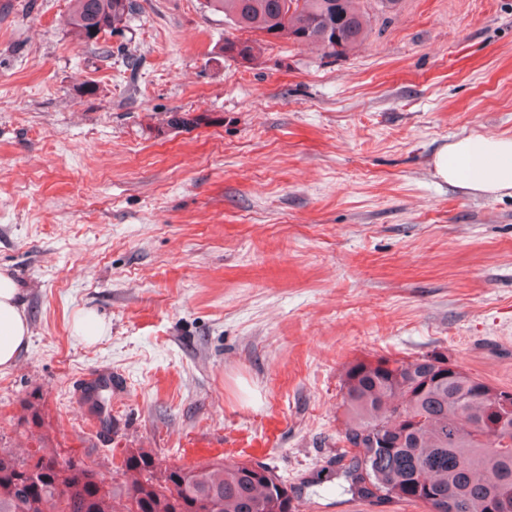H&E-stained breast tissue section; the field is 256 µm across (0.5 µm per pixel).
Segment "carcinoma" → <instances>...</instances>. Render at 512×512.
<instances>
[{"label": "carcinoma", "instance_id": "cac0c4a2", "mask_svg": "<svg viewBox=\"0 0 512 512\" xmlns=\"http://www.w3.org/2000/svg\"><path fill=\"white\" fill-rule=\"evenodd\" d=\"M66 26L90 45L123 30L133 0H71ZM358 0H204L244 39L242 60L261 44L313 43L327 57H342L365 37L369 17ZM273 39H267V36ZM344 429L339 441L351 491L363 498L416 502L453 499L455 512H512V415L500 428L481 424L505 389L488 385L432 353L412 360L357 359L344 370ZM56 451L38 449L24 459L0 448V512H287L292 490L268 468L226 464L161 467L146 448H128L118 470L122 481L100 486L95 468L75 457L76 468L56 472L41 464Z\"/></svg>", "mask_w": 512, "mask_h": 512}]
</instances>
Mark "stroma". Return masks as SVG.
Instances as JSON below:
<instances>
[{"label":"stroma","mask_w":512,"mask_h":512,"mask_svg":"<svg viewBox=\"0 0 512 512\" xmlns=\"http://www.w3.org/2000/svg\"><path fill=\"white\" fill-rule=\"evenodd\" d=\"M203 2L135 0L93 47L69 0H0V272L31 327L0 448L112 482L126 449L185 465L223 435L295 512H427L349 491L342 375L442 353L512 390V196L433 171L457 137H512V0H398L349 55L249 64ZM74 331L76 336H83L86 340L91 341L97 336H102L104 324L97 316L88 313L75 321Z\"/></svg>","instance_id":"1"}]
</instances>
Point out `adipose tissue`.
Returning <instances> with one entry per match:
<instances>
[{
	"instance_id": "obj_1",
	"label": "adipose tissue",
	"mask_w": 512,
	"mask_h": 512,
	"mask_svg": "<svg viewBox=\"0 0 512 512\" xmlns=\"http://www.w3.org/2000/svg\"><path fill=\"white\" fill-rule=\"evenodd\" d=\"M444 182L473 194L512 195V137L476 133L445 145L434 159ZM31 334L11 276L0 273V370L13 367Z\"/></svg>"
}]
</instances>
